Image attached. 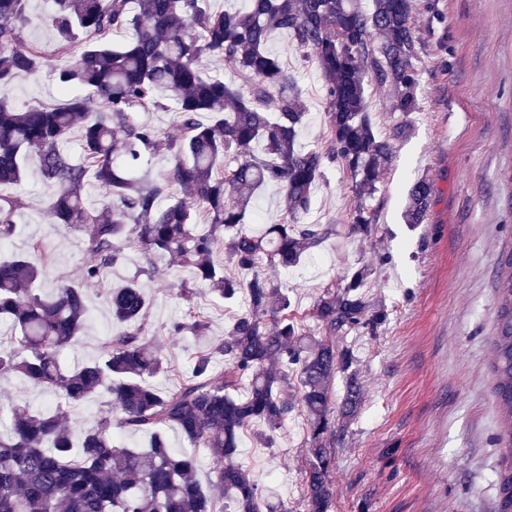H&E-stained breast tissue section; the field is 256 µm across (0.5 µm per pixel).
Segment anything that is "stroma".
Masks as SVG:
<instances>
[{"mask_svg": "<svg viewBox=\"0 0 512 512\" xmlns=\"http://www.w3.org/2000/svg\"><path fill=\"white\" fill-rule=\"evenodd\" d=\"M422 45L417 112H393L389 92L367 87V110L378 135L391 141L394 157L384 183L369 202L376 218L370 237H332L314 258L282 275L300 309H308L331 283L346 281L363 265L377 270L367 284L372 308L386 319L375 333L359 329L340 338L353 352L365 390L358 416L333 444L335 491L331 512H495L501 414L492 392L490 338L494 331L498 260L512 250V0H416ZM269 46L296 73L307 105L298 142L304 149L325 141L326 101L315 64L297 59L286 33ZM53 56L37 74L15 81L17 106L55 104V72L68 65ZM434 195L425 223L402 218L404 192L420 176ZM21 197L25 208L5 255L45 244L51 277L81 280L91 257L83 235L55 224L53 194L29 156L21 183L0 186ZM353 202L342 165L326 163L306 222L345 225ZM190 270L158 262L144 283L151 297L147 334L163 339L170 370L153 380L173 387L194 354L224 336L240 301L200 292L197 309L206 336L169 337L183 304L170 293L191 281ZM88 319L81 342L63 354L65 366L99 355L114 331L103 286L88 283ZM305 421L295 415L273 447L244 438L238 459L253 478L290 508L300 498L305 465Z\"/></svg>", "mask_w": 512, "mask_h": 512, "instance_id": "obj_1", "label": "stroma"}]
</instances>
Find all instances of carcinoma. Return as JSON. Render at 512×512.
<instances>
[{"label": "carcinoma", "instance_id": "1", "mask_svg": "<svg viewBox=\"0 0 512 512\" xmlns=\"http://www.w3.org/2000/svg\"><path fill=\"white\" fill-rule=\"evenodd\" d=\"M26 2L0 0V185L20 181L27 157L38 155L42 180L56 188L53 220L87 236V282L103 279L132 243L148 262L166 256L192 268L212 295H244L247 308L162 393L149 383L165 366L157 337L143 332L150 307L143 284L132 279L104 290L122 329L102 340L100 357L66 369L62 354L80 342L87 320L83 289L64 277L48 292L39 285L47 280L35 261L43 254L39 241L31 255L1 260L0 323L11 336H0V375L18 374L54 402L41 411L0 406V512H215L216 495L223 512H288L237 455L249 431L257 447H273L296 411L306 420L305 512H331L332 382L343 377L342 419L353 420L364 399L353 354L336 346V336L373 329L385 314L369 313L362 291L373 274L368 266L327 287L301 316L276 273L299 266L338 234L334 224L303 222L328 162L351 178L347 234L371 232L367 201L379 190L393 146L375 135L366 85L390 88L393 111H417L414 0H371L369 10L361 0H241L221 12L206 0H53L47 22L54 52L71 58L56 71L63 102L19 108L10 97L14 82L47 61L24 41ZM121 30L128 33L124 44L107 40ZM277 31L322 74L327 123L320 149L298 143L307 110L294 71L268 48ZM220 61L232 65L235 81L204 73ZM75 87L87 94H71ZM165 99L175 105L181 134L164 141L143 114ZM76 126L80 162L66 149ZM145 150L171 155L161 177L142 170ZM90 183L102 197L96 208L84 199ZM268 186L279 191L281 221L247 232L245 218ZM433 193L426 177L407 188L405 223H424ZM199 206L212 217L204 232L194 224ZM23 208L21 199L0 195V242L13 236ZM229 265L246 276L224 274ZM495 291L489 371L502 414L497 512H512L511 251L500 257ZM171 293L186 311L170 331L205 335L194 289L181 283ZM305 318L322 333L304 330ZM216 355L224 357L219 372ZM90 397L102 399L104 409L76 436L67 425L70 409ZM170 430L210 451L208 488L197 479L193 455L170 447ZM143 434L151 438L146 449L122 442Z\"/></svg>", "mask_w": 512, "mask_h": 512}]
</instances>
